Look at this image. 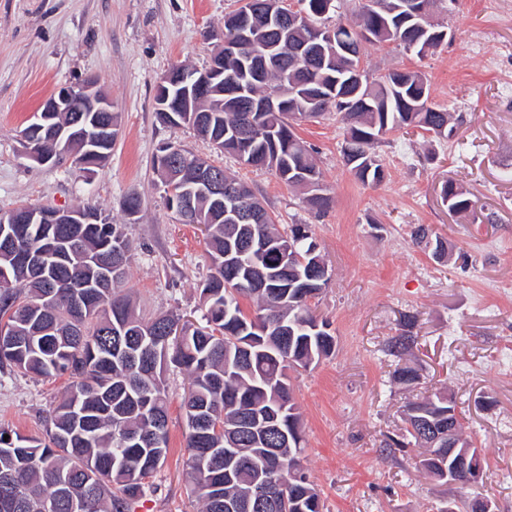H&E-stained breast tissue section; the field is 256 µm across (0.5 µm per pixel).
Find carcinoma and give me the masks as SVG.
Instances as JSON below:
<instances>
[{"label": "carcinoma", "instance_id": "1", "mask_svg": "<svg viewBox=\"0 0 512 512\" xmlns=\"http://www.w3.org/2000/svg\"><path fill=\"white\" fill-rule=\"evenodd\" d=\"M438 0H355L349 15L333 26L334 38L351 39L349 29L361 24L373 41L396 42L421 58L448 39L445 26L423 29L408 20L410 11H431ZM303 33L277 30L258 8L248 30L239 25V10L224 16V72L239 75L243 87L258 97L276 94L274 112L243 111L245 95L222 88V109L207 115L197 133L215 141V151L245 156L255 167L274 171L296 187L297 171L308 179L306 203L319 214L331 197L304 142L294 132L302 112L310 72L288 68V54ZM362 46L336 60L318 79L336 87L330 107L346 124L343 162L364 184L385 179L373 145L389 132L419 128L451 140L457 126L451 115L411 104L429 89L420 70L404 68L388 83H349L350 66L361 62ZM171 112L157 113L171 127L184 124L181 101L170 98ZM32 126L22 129L37 138L40 153L55 159L61 143ZM112 143L99 153L70 142L73 163L97 165ZM160 183L168 187L182 172L164 155L154 161ZM442 199L456 213L470 210L472 200L450 182ZM173 213L186 224L206 226L205 246L212 268L200 289L205 325L195 326L164 314L145 317L125 292L132 244L123 225L112 223L98 207L81 210L83 224L0 223V367L25 375L67 376L68 385L47 419L46 437L25 436L0 427V512H132L153 486L147 482L169 451L166 372L185 371L190 384L182 407L187 427L184 471L190 493L201 512H324L320 491L304 466V436L287 371L307 369L336 349V336L312 306L319 271L301 263L313 260L317 244L307 230L282 231L264 218L230 224L207 196L195 193L180 203L166 197ZM263 238L272 246L246 259L261 268L262 288L245 283V268L224 265L241 242ZM44 251L38 264L20 260L23 253ZM248 301L250 309L243 307ZM413 337L396 336L389 355L399 359ZM393 378L405 385L418 380L414 369L395 364ZM462 427L457 404L447 392L417 397L404 411L402 440L421 448L417 467L431 479L448 484L456 456L438 441L421 442L432 428ZM277 457V479L289 482L288 501L257 486L268 476L266 454Z\"/></svg>", "mask_w": 512, "mask_h": 512}]
</instances>
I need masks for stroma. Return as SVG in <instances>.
<instances>
[{
  "label": "stroma",
  "mask_w": 512,
  "mask_h": 512,
  "mask_svg": "<svg viewBox=\"0 0 512 512\" xmlns=\"http://www.w3.org/2000/svg\"><path fill=\"white\" fill-rule=\"evenodd\" d=\"M236 0H0V210L20 203L70 208L92 203L132 242L127 287L145 315L174 313L203 321L198 285L211 262L204 228L167 209L153 171L160 147L173 143L250 184L277 223L308 225L331 277L316 313L329 321L336 352L292 373L303 416L304 465L325 512H436L460 496L416 471L417 447H397L406 403L448 391L464 432L488 463L475 494L496 512H512V0H449L437 20L448 42L425 58L391 44L366 43L370 77L420 68L433 103L462 116L456 136L419 130L383 136L374 150L386 169L362 184L344 166L345 126L334 111L299 122L333 199L317 215L300 191L270 170L214 154L191 127L161 124L154 87L171 65H209L210 35ZM98 77L119 114L120 134L107 162L82 172L27 158L20 130L61 85ZM465 190L474 213L444 205L445 181ZM141 200L128 216L126 197ZM424 225L451 253L434 259L412 232ZM415 316L405 326V316ZM414 336L403 361L419 382H394L392 337ZM169 453L151 477L153 492L134 512H198L183 472L188 375L167 374ZM66 377L32 378L0 370V426L41 435Z\"/></svg>",
  "instance_id": "stroma-1"
}]
</instances>
